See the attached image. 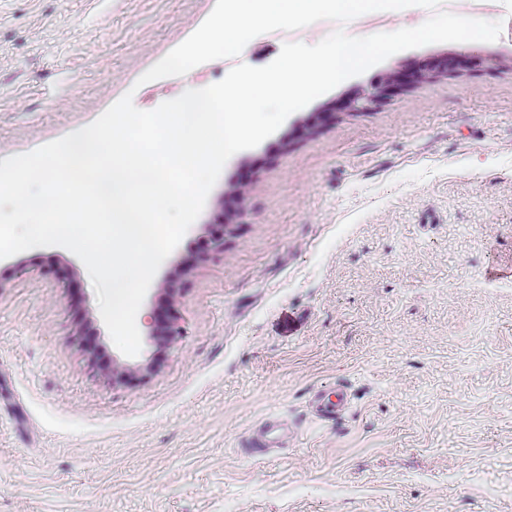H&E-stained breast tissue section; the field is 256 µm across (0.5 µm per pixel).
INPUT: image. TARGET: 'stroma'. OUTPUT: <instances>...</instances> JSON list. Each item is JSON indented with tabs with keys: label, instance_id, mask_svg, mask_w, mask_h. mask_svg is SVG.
Returning <instances> with one entry per match:
<instances>
[{
	"label": "stroma",
	"instance_id": "obj_1",
	"mask_svg": "<svg viewBox=\"0 0 512 512\" xmlns=\"http://www.w3.org/2000/svg\"><path fill=\"white\" fill-rule=\"evenodd\" d=\"M214 6L0 0V159L171 99L137 80ZM447 56L480 63L415 79ZM167 282L183 336L128 357L72 252L0 261V512H512V35L399 52L233 155L143 309ZM268 417L287 445L246 456ZM333 397L335 400H333ZM319 400L315 406L316 415L324 420H336V418L346 409L348 402L344 398V394L336 391V395H331L326 400V395L323 392L318 394Z\"/></svg>",
	"mask_w": 512,
	"mask_h": 512
}]
</instances>
